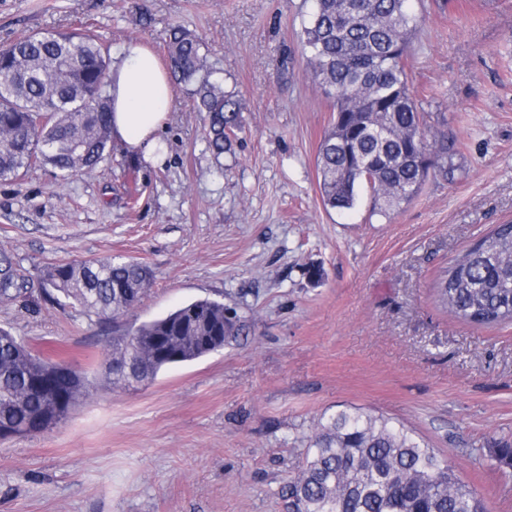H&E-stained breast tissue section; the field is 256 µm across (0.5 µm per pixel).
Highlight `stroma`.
<instances>
[{"label":"stroma","mask_w":512,"mask_h":512,"mask_svg":"<svg viewBox=\"0 0 512 512\" xmlns=\"http://www.w3.org/2000/svg\"><path fill=\"white\" fill-rule=\"evenodd\" d=\"M408 6L421 19L409 79L427 139L455 145L453 172L381 214L367 188L349 210L322 202L333 114L305 73L313 0H0V46L88 29L110 58L135 41L162 61L166 30L183 26L243 104L231 155L214 158L177 82L155 163L114 145L62 185L47 166L0 180V255L29 280L26 297L0 300V328L92 382L56 426L0 441V512H288L282 486L341 410L404 424L486 512H512V469L487 453L512 441V324L470 325L430 292L512 222V0ZM110 257L154 274L131 320L210 299L237 304L251 334L114 387L111 325L47 301L42 280L51 264Z\"/></svg>","instance_id":"35a3bbf8"}]
</instances>
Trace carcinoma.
<instances>
[{"label":"carcinoma","instance_id":"obj_1","mask_svg":"<svg viewBox=\"0 0 512 512\" xmlns=\"http://www.w3.org/2000/svg\"><path fill=\"white\" fill-rule=\"evenodd\" d=\"M418 23L406 0H315L302 28L310 76L336 112L317 153L323 204L350 209L360 188L380 213L411 200L430 170H444L451 147L430 143L422 103L406 71ZM172 77L195 86L208 145L230 151L242 126L241 100L210 80L202 40L175 26L164 37ZM108 47L86 32L45 31L0 48V179L49 165L61 182L96 166L112 140ZM60 307L80 306L112 322V384L154 380L172 365L249 335L237 308L197 300L151 321L127 322L153 281L133 260L71 261L45 268ZM26 292L12 262L0 259V299ZM436 303L477 326L512 322V223L480 238L435 282ZM85 375L33 354L0 328V427L34 434V418L64 419L87 392ZM489 453L512 467V444ZM289 512H484L476 490L413 430L382 416L339 411L311 436L298 475L282 489Z\"/></svg>","mask_w":512,"mask_h":512}]
</instances>
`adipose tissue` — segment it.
<instances>
[{
	"label": "adipose tissue",
	"instance_id": "ef3b65f1",
	"mask_svg": "<svg viewBox=\"0 0 512 512\" xmlns=\"http://www.w3.org/2000/svg\"><path fill=\"white\" fill-rule=\"evenodd\" d=\"M112 139L144 162L156 161L160 131L174 106L168 75L138 43L127 44L112 66Z\"/></svg>",
	"mask_w": 512,
	"mask_h": 512
}]
</instances>
